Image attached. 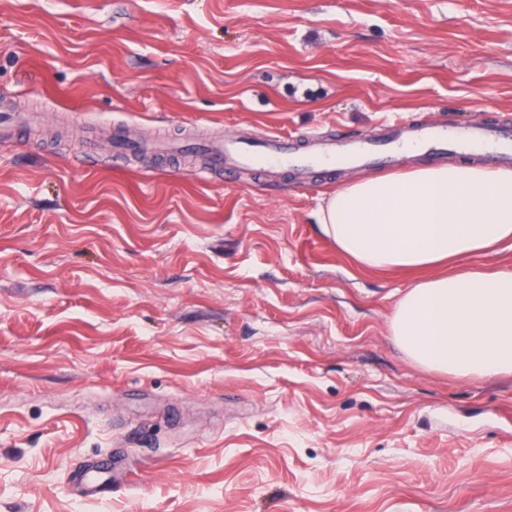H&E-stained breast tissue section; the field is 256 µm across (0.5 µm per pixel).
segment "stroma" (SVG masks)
Here are the masks:
<instances>
[{
	"label": "stroma",
	"instance_id": "stroma-1",
	"mask_svg": "<svg viewBox=\"0 0 512 512\" xmlns=\"http://www.w3.org/2000/svg\"><path fill=\"white\" fill-rule=\"evenodd\" d=\"M0 100V512H512V376L416 365L418 273L320 229L361 170L82 139L512 120V0H0Z\"/></svg>",
	"mask_w": 512,
	"mask_h": 512
}]
</instances>
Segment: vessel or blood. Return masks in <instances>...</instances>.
Returning <instances> with one entry per match:
<instances>
[{"mask_svg":"<svg viewBox=\"0 0 512 512\" xmlns=\"http://www.w3.org/2000/svg\"><path fill=\"white\" fill-rule=\"evenodd\" d=\"M210 169L232 179L244 169L291 171L305 179L317 169L336 163L393 171L405 150L425 156L480 152L493 168L512 166V125L496 121L456 123L400 119L382 126L378 138L337 133L306 132L300 135L270 134L260 141L220 136L202 144Z\"/></svg>","mask_w":512,"mask_h":512,"instance_id":"vessel-or-blood-1","label":"vessel or blood"}]
</instances>
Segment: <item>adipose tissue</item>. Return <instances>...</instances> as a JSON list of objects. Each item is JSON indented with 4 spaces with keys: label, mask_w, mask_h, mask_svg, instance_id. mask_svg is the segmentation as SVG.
Returning <instances> with one entry per match:
<instances>
[{
    "label": "adipose tissue",
    "mask_w": 512,
    "mask_h": 512,
    "mask_svg": "<svg viewBox=\"0 0 512 512\" xmlns=\"http://www.w3.org/2000/svg\"><path fill=\"white\" fill-rule=\"evenodd\" d=\"M324 235L372 269L432 268L512 244V170L455 163L337 187ZM401 350L461 378L512 375V271L459 269L416 282L390 320Z\"/></svg>",
    "instance_id": "adipose-tissue-1"
}]
</instances>
